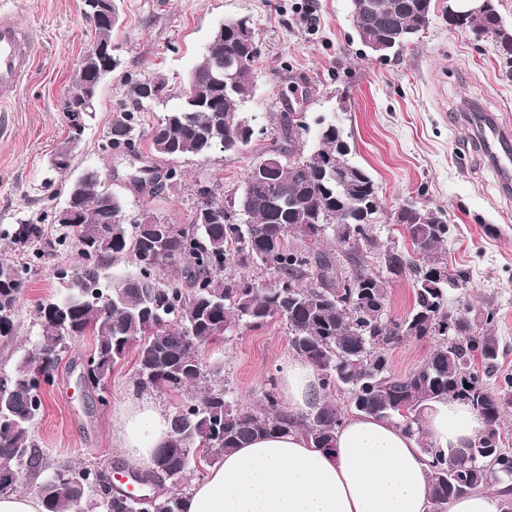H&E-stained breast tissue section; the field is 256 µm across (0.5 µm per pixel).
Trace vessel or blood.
<instances>
[{
  "instance_id": "1",
  "label": "vessel or blood",
  "mask_w": 512,
  "mask_h": 512,
  "mask_svg": "<svg viewBox=\"0 0 512 512\" xmlns=\"http://www.w3.org/2000/svg\"><path fill=\"white\" fill-rule=\"evenodd\" d=\"M38 47L16 14L0 11V104L10 102L36 64ZM482 142L503 172L512 171V132L486 123Z\"/></svg>"
}]
</instances>
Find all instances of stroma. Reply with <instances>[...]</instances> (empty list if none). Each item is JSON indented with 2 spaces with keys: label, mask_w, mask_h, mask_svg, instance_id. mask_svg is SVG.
Masks as SVG:
<instances>
[{
  "label": "stroma",
  "mask_w": 512,
  "mask_h": 512,
  "mask_svg": "<svg viewBox=\"0 0 512 512\" xmlns=\"http://www.w3.org/2000/svg\"><path fill=\"white\" fill-rule=\"evenodd\" d=\"M0 8L13 10L42 42L31 76L0 112L1 227L65 199L44 186L47 160L67 134L61 101L75 64L97 33L81 13V0H0ZM242 17L249 19L258 49L253 93L243 106L254 128L251 143L236 153L153 156L149 136L167 108L136 104L128 94L130 84L160 75L172 91H180L215 29ZM112 53L119 65L98 88L94 116L68 178L98 170L130 212L186 224L198 186L215 187L217 200L231 203L247 169L281 136L286 106H293L298 122L295 138L308 147L316 141L319 119L336 117L351 148L350 161L372 175L385 209L414 196L447 214L441 255L449 270L468 274L462 286L449 290L448 305L467 303L474 312H494L490 332L499 358L486 383L491 391L503 390L502 376L512 375V191L502 190L497 170L478 144L480 130L467 120L475 105L512 129V75L494 38L454 29L443 0H432L428 28L386 58L359 40L350 0H117ZM123 112L134 113L137 122L134 152L102 151L113 120ZM135 159L162 173L175 170L180 178L157 196L137 189L127 178ZM374 236L376 246L368 251L341 250L330 234L318 240L293 234L288 244L330 254L347 271L362 262L382 271L386 250L411 248L399 227L383 220L375 224ZM77 264L74 250L52 248L32 270L15 334L0 339V373L38 335L34 307L56 292L57 268ZM95 343L90 332L70 342L53 386L43 394V413L31 436L47 462L95 465L109 474L124 465L112 446V410L134 385L136 354L127 352L97 393L80 379ZM291 353L286 322L273 318L206 347L204 361L237 404L257 409L278 384V360Z\"/></svg>",
  "instance_id": "1"
}]
</instances>
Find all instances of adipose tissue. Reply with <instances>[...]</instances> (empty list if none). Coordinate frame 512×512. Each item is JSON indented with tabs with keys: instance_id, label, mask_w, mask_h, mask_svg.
I'll return each instance as SVG.
<instances>
[{
	"instance_id": "ef3b65f1",
	"label": "adipose tissue",
	"mask_w": 512,
	"mask_h": 512,
	"mask_svg": "<svg viewBox=\"0 0 512 512\" xmlns=\"http://www.w3.org/2000/svg\"><path fill=\"white\" fill-rule=\"evenodd\" d=\"M280 395L290 414L307 413L320 375L307 361L282 358ZM171 412L146 391L130 390L112 412V445L133 469L150 467L171 438ZM419 434L371 414L345 417L334 449L297 431L257 438L225 454L192 481L183 512H431V459L423 448H463L482 418L453 398L429 401Z\"/></svg>"
}]
</instances>
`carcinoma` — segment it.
Here are the masks:
<instances>
[{"instance_id": "1", "label": "carcinoma", "mask_w": 512, "mask_h": 512, "mask_svg": "<svg viewBox=\"0 0 512 512\" xmlns=\"http://www.w3.org/2000/svg\"><path fill=\"white\" fill-rule=\"evenodd\" d=\"M84 17L93 24L97 40L79 60L75 79L97 93L102 79L117 66L112 55V26L101 23L93 10L111 0H81ZM373 10L352 15L363 44H387L397 52L428 27L431 0H365ZM475 36H492L512 64V27L496 9L457 25ZM256 52L246 55L240 43L224 40L218 53H203L192 70L200 95L219 99L220 112L196 106L187 98L166 93L162 77L135 82L129 96L138 104L178 103L152 130L150 148L171 158L206 155L217 142L224 150L250 143L252 131L239 127L241 106L252 93L251 71ZM236 71L234 85L218 87V72ZM295 119L283 113L284 140L279 166L255 172L251 165L243 180L250 210L244 224L215 200V190L195 205L188 224L164 221L133 233L131 224H116L112 212L121 199L103 188L99 172L88 170L68 185L72 219L63 224L58 213L51 224L40 217L24 219L0 230V240L14 248L16 260L0 262V336L13 333L18 306L32 268L41 262L45 246L74 245L80 259L73 272L61 270L63 290L35 306L39 323L36 342L19 357L10 372L0 375L9 389L0 409V474L23 467L46 468L38 486L44 512H183L178 491L154 492L135 502L112 490L105 472L95 466L45 464L31 440L30 429L43 411L42 392L69 346V337L91 331L96 346L83 375L96 390L130 349L136 352L135 384L145 391L178 392L188 387L197 394L172 413L171 444L162 448L154 467L142 471L149 481L178 485L190 470L212 465L251 440L290 430L301 432L315 447H334L343 416L332 395L348 394L350 406L380 418H399L407 429L418 423L427 402L457 397L479 414L485 429L469 448L445 452L429 445L433 459L431 499L435 512H445L448 500L489 483L512 482V453L502 448L499 421L512 405V394L500 397L486 388L476 360L492 370L498 358L495 337L474 331L469 306L448 308V283L466 275L451 274L439 254L448 238V218L440 209L420 206L401 231L412 252L387 250L385 269L398 276L418 272L414 304L402 319L389 316L385 280L365 265L344 271L329 254L312 255L288 246V235L318 238L333 232L336 243L357 249L376 244L373 222L382 216L379 192L372 177L347 159L350 148L333 121H319L317 143L309 152L292 138ZM136 124L123 112L112 123L105 149L131 145ZM73 130L56 146L62 175L71 165ZM56 232L49 241L48 231ZM161 249L154 264L141 263V254ZM249 259L275 274L274 282L240 281L224 284V267ZM134 271L101 285L103 274L118 260ZM183 264L176 278L160 270L169 262ZM286 321L293 352L321 373L322 395L299 418L280 409L274 390L264 395L263 407L236 405L231 391L212 381L202 350L240 327L257 328L272 318ZM436 341V348L418 368L396 375L388 367L387 351L406 338ZM407 406V414L400 413Z\"/></svg>"}]
</instances>
